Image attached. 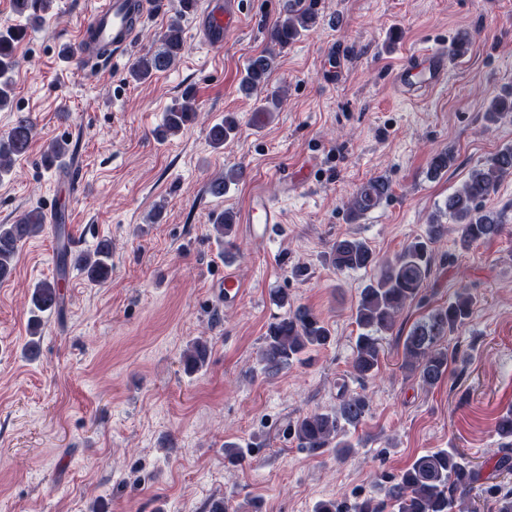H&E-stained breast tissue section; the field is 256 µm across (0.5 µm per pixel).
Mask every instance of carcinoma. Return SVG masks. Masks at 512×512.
<instances>
[{
	"label": "carcinoma",
	"mask_w": 512,
	"mask_h": 512,
	"mask_svg": "<svg viewBox=\"0 0 512 512\" xmlns=\"http://www.w3.org/2000/svg\"><path fill=\"white\" fill-rule=\"evenodd\" d=\"M13 11L19 17L34 18V13L49 9V0H12ZM317 15L309 6L295 5L270 30V40L285 48L310 30ZM21 32L11 29L0 33V110L9 106L11 76L14 66V44ZM163 48L138 56L131 67V77L146 80L158 72L170 69L184 49L179 24L169 26L162 37ZM274 56L263 51L254 56L240 81L248 95L265 94L261 112H272L281 104L278 92H267ZM512 112V93L494 97L486 118L495 120ZM196 116L193 97L185 93L183 101L166 112L162 136L175 135ZM237 129L233 118H226L209 128L208 136L215 148H220ZM34 136L30 116L20 115L4 136L0 137V176L11 169L14 158L25 154ZM453 157L448 152L434 153L429 162V175L438 177L450 166ZM512 175V147H504L490 156L483 165L471 170L462 188L448 196L445 209L458 224L459 242L468 249L475 243L499 235L504 227L501 220L483 213L482 202L495 191L499 183ZM389 193V185L373 179L361 186L349 203V214L355 220L364 215ZM45 225V215L37 208L24 212L13 224H0V281L9 279L19 245L39 234ZM445 232L439 221L428 224L426 237L409 242L398 257L387 264L377 278L360 293L356 307V322L362 333L355 342L353 371L361 378L374 373L381 359L379 334L394 328L398 314L421 293L432 270L431 245ZM61 274L73 265L93 284L106 281L112 273V243L102 242L93 250L74 255L65 238L59 247ZM328 261L338 271L365 270L375 263L368 245L351 235L336 238L328 248ZM60 280L37 284L31 293V324L40 325L39 314L59 307ZM472 298L462 292L448 305L431 310L416 322L403 340V366L425 386L437 384L448 372L450 354L445 339L463 327L471 315ZM331 341V331L324 320L307 306L289 307L282 319L272 323L259 357L265 374L274 376L285 368L305 360L306 354L324 347ZM210 344L203 339L189 343L181 363L188 372L204 366L209 358ZM369 407L361 394H350L333 412H314L297 418L293 435L301 448L313 454L333 447L336 457L344 459L351 445L338 440L345 426L359 424ZM480 471L470 466L458 453L447 449L427 451L414 459L402 473L385 487L381 499L366 498L354 503L350 512H452L455 503L465 501L466 493L479 480Z\"/></svg>",
	"instance_id": "carcinoma-1"
}]
</instances>
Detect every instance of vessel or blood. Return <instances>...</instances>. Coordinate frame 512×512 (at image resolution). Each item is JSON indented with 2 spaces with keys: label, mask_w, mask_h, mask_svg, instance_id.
Here are the masks:
<instances>
[{
  "label": "vessel or blood",
  "mask_w": 512,
  "mask_h": 512,
  "mask_svg": "<svg viewBox=\"0 0 512 512\" xmlns=\"http://www.w3.org/2000/svg\"><path fill=\"white\" fill-rule=\"evenodd\" d=\"M151 0H101L99 7L84 21L74 54L79 66L86 67L98 57H105L109 67L116 68L127 58L136 34L147 19ZM241 0H225L223 7L212 6L203 13V32L211 40L227 39L237 28ZM450 60L447 51L423 49L405 57L394 70L392 82L404 95L419 88L432 90L448 78ZM252 234L269 239L282 215L264 192L250 197L242 214Z\"/></svg>",
  "instance_id": "obj_1"
}]
</instances>
